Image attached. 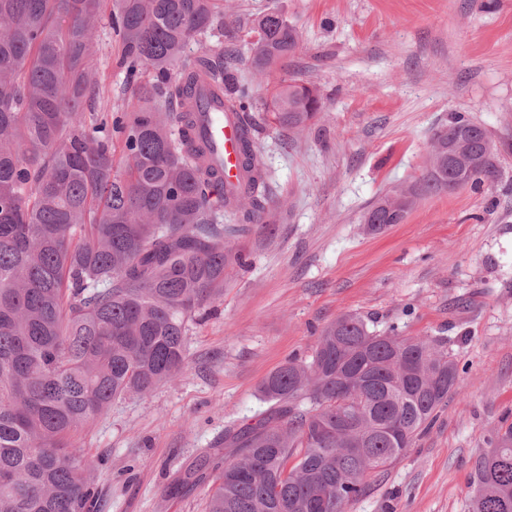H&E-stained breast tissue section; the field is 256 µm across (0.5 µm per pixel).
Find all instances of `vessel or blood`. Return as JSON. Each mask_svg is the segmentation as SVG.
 <instances>
[{"label": "vessel or blood", "mask_w": 512, "mask_h": 512, "mask_svg": "<svg viewBox=\"0 0 512 512\" xmlns=\"http://www.w3.org/2000/svg\"><path fill=\"white\" fill-rule=\"evenodd\" d=\"M212 90L213 85L206 78L195 88L200 107L208 112L200 133L210 143L221 166L225 187L236 188L242 183V129L235 112L225 110L223 99L213 98Z\"/></svg>", "instance_id": "obj_1"}]
</instances>
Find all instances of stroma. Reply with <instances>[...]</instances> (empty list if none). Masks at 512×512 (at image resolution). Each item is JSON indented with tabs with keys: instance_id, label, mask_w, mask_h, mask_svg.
Here are the masks:
<instances>
[{
	"instance_id": "stroma-1",
	"label": "stroma",
	"mask_w": 512,
	"mask_h": 512,
	"mask_svg": "<svg viewBox=\"0 0 512 512\" xmlns=\"http://www.w3.org/2000/svg\"><path fill=\"white\" fill-rule=\"evenodd\" d=\"M271 9L300 38L276 76L316 87L323 110L298 133L261 123L274 231L232 239L250 265L227 274L214 312L191 324L183 373L116 400L75 435L99 459L101 512H205L214 472L170 496L173 479L225 454L226 429L267 408L260 382L288 356H310L347 312L379 331L444 337L459 364L434 424L347 512H467L485 437L512 423V0H224L221 29L186 53L221 47L256 113L272 83L250 64L244 24ZM93 41L95 107L123 111L136 85L109 12ZM452 112L486 128L499 182L419 198L404 223L370 232L364 212L413 187L432 129Z\"/></svg>"
}]
</instances>
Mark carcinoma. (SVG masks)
<instances>
[{
  "label": "carcinoma",
  "mask_w": 512,
  "mask_h": 512,
  "mask_svg": "<svg viewBox=\"0 0 512 512\" xmlns=\"http://www.w3.org/2000/svg\"><path fill=\"white\" fill-rule=\"evenodd\" d=\"M103 2L0 0V512H97V459L74 435L112 402L183 372L189 325L223 294L229 270L247 265L230 239L274 204L249 89L224 73L221 48L185 54L218 28L224 0H111L127 77L152 78L110 125L84 112L99 87L91 30ZM250 33L251 65L265 77L299 47L297 29L274 10ZM203 77L244 126L246 182L232 191L192 135L187 105ZM322 110L318 90L294 78L275 82L264 102L292 132ZM478 127L451 113L432 130L431 152ZM499 175L490 160L464 176L429 164L410 204L480 190ZM402 193L372 204L373 229ZM226 212L237 223L221 224ZM457 382L444 341L337 317L309 358L292 357L262 381L266 412L225 433L236 455L196 467L219 471L206 512H345ZM486 443L470 475V512H512V424Z\"/></svg>",
  "instance_id": "1"
}]
</instances>
